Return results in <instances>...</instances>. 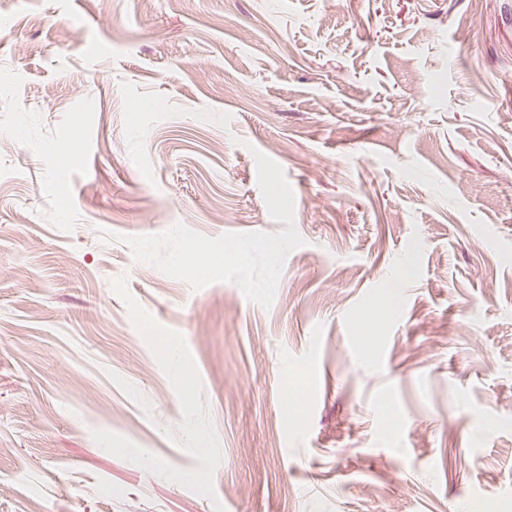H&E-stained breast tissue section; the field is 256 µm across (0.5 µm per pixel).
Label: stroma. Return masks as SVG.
Instances as JSON below:
<instances>
[{"instance_id":"obj_1","label":"stroma","mask_w":512,"mask_h":512,"mask_svg":"<svg viewBox=\"0 0 512 512\" xmlns=\"http://www.w3.org/2000/svg\"><path fill=\"white\" fill-rule=\"evenodd\" d=\"M0 11V512H512V0ZM257 150L270 309L134 260Z\"/></svg>"}]
</instances>
